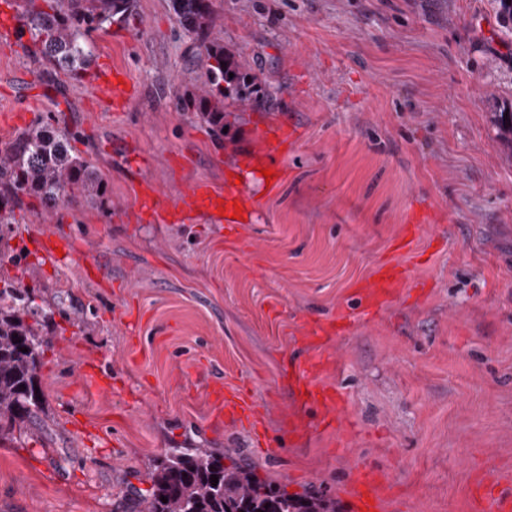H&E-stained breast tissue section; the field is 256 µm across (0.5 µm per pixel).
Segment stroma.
Here are the masks:
<instances>
[{"label": "stroma", "instance_id": "35a3bbf8", "mask_svg": "<svg viewBox=\"0 0 512 512\" xmlns=\"http://www.w3.org/2000/svg\"><path fill=\"white\" fill-rule=\"evenodd\" d=\"M212 3L208 40L258 79L250 100L210 83L170 0H137L90 32L86 70L50 81L19 46L23 0H0V149L52 114L108 184L0 242V269L54 305L43 409L0 445V512H140L150 463L185 446L291 494L342 500L356 468L377 471L402 512H473L480 475L512 494V142L493 122L512 112V44L491 0ZM103 72L131 83L129 105L97 109ZM205 93L224 101V136L177 106ZM282 127L297 134L269 182L239 154ZM236 179L243 223L185 210L193 184ZM144 184L173 217L136 216ZM43 235L74 254L39 253ZM395 262L402 295L302 342ZM312 356L336 392L325 408L281 379ZM85 362L116 387L85 388ZM219 379L260 406L265 447L214 419Z\"/></svg>", "mask_w": 512, "mask_h": 512}]
</instances>
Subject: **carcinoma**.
<instances>
[{
  "label": "carcinoma",
  "instance_id": "1",
  "mask_svg": "<svg viewBox=\"0 0 512 512\" xmlns=\"http://www.w3.org/2000/svg\"><path fill=\"white\" fill-rule=\"evenodd\" d=\"M182 27L203 40L214 16L211 0H171ZM501 40H512V3L495 0ZM135 0H27L22 31L38 46L49 74L86 67L93 30L123 22ZM210 81L226 83L227 97L244 100L255 77L240 72L224 46H205ZM182 108L201 114L212 131L223 134L224 105L203 94L182 100ZM70 131L60 120H36L0 150V242L12 232L15 210L54 209L76 195L104 197L107 186L91 162L72 153ZM35 290L0 272V442L15 440L41 410L42 357L48 341L43 329L52 319L50 304L36 302ZM28 352H22V349ZM224 453L208 448H169L148 472L141 495L143 512H343L340 502L318 488L289 494L261 481L253 469L226 467ZM218 476V484L210 477ZM166 497L168 502L161 501Z\"/></svg>",
  "mask_w": 512,
  "mask_h": 512
}]
</instances>
